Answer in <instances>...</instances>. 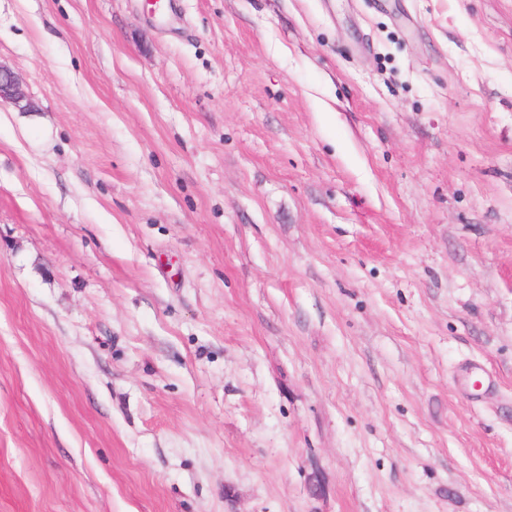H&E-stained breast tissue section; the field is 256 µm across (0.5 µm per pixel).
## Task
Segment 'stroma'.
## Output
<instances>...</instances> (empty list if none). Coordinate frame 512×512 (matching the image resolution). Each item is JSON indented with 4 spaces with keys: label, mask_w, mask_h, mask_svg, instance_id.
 <instances>
[{
    "label": "stroma",
    "mask_w": 512,
    "mask_h": 512,
    "mask_svg": "<svg viewBox=\"0 0 512 512\" xmlns=\"http://www.w3.org/2000/svg\"><path fill=\"white\" fill-rule=\"evenodd\" d=\"M0 512H512V0H0ZM4 102L20 109L30 106L22 79L13 70L0 64V104Z\"/></svg>",
    "instance_id": "obj_1"
}]
</instances>
